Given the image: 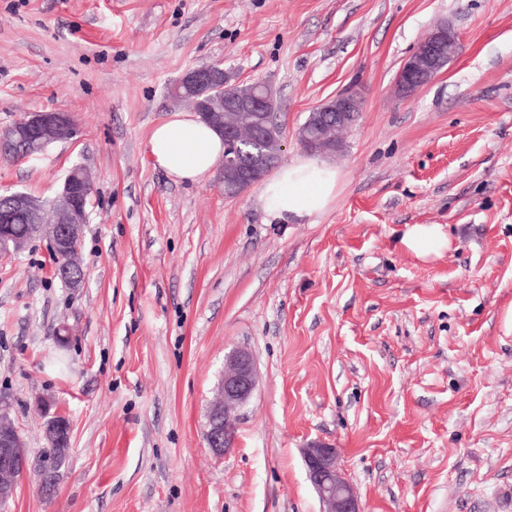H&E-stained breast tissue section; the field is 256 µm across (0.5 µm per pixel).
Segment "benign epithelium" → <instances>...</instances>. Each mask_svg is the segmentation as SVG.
<instances>
[{"mask_svg":"<svg viewBox=\"0 0 512 512\" xmlns=\"http://www.w3.org/2000/svg\"><path fill=\"white\" fill-rule=\"evenodd\" d=\"M457 49V36L441 22L426 32L407 57L397 77V87L410 93L433 81L440 70L439 56L448 53L453 58ZM180 83L198 91L193 111L216 128L224 137L226 155L239 159V166L224 170V175L242 195L260 184L274 167L279 165L284 137L274 135L267 123V113L273 99L266 94L248 92L224 97L221 91L230 83L224 68L205 65L188 71ZM360 111V100L355 93L336 96L311 113L310 119L297 132V141L305 151L328 156L336 153L339 133L352 127L354 113ZM238 116L245 119L251 128V137L260 144V154L254 155L242 149L244 143L240 126L230 120ZM78 125L70 112L43 110L30 112L8 127L0 130V156L17 161L27 158L19 146L31 142L41 152L49 145L74 139ZM90 187L85 184V170L74 166L66 175L60 191L51 201L52 222L42 225V233L48 235L51 246L60 253L71 252L82 242L90 223ZM45 208L39 198L20 191L8 194L5 204L0 206V253L11 256L22 250L27 240L15 238L8 233L17 211L37 212ZM73 265L58 271L57 278L70 288H79L85 278L77 274L80 265L78 255L72 256ZM258 371L251 352L237 349L224 358V372L211 404L206 429L203 433L208 448L216 455L234 447L237 440L238 411L251 399L256 387ZM52 400L43 398L38 402L40 410L47 415L44 439L48 456L36 462L30 460L24 441L16 427L9 424V413L0 407V472L11 474L39 470L41 483L48 484L58 472L60 461L69 456L70 449L63 447L69 435L68 420L58 414H50ZM308 480L322 505L323 512H362L360 502L345 474L337 464V450L332 446L311 442L301 449Z\"/></svg>","mask_w":512,"mask_h":512,"instance_id":"7a95c632","label":"benign epithelium"}]
</instances>
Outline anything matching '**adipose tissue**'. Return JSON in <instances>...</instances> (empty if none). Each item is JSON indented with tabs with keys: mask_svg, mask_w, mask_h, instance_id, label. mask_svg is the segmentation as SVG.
I'll use <instances>...</instances> for the list:
<instances>
[{
	"mask_svg": "<svg viewBox=\"0 0 512 512\" xmlns=\"http://www.w3.org/2000/svg\"><path fill=\"white\" fill-rule=\"evenodd\" d=\"M148 148L155 167L177 182L204 179L224 155L223 138L193 112H176L151 131ZM334 166L315 158L302 159L267 179L259 202L271 220H315L326 212L336 196ZM402 245L416 257L441 255L448 239L441 225L410 224Z\"/></svg>",
	"mask_w": 512,
	"mask_h": 512,
	"instance_id": "1",
	"label": "adipose tissue"
}]
</instances>
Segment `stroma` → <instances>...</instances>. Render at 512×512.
<instances>
[{"instance_id":"stroma-1","label":"stroma","mask_w":512,"mask_h":512,"mask_svg":"<svg viewBox=\"0 0 512 512\" xmlns=\"http://www.w3.org/2000/svg\"><path fill=\"white\" fill-rule=\"evenodd\" d=\"M441 21L456 55L402 95ZM205 64L270 85L286 165L309 112L357 92L315 223L154 168L170 88ZM48 109L75 142L0 159V191L50 201L85 165L87 277L55 279L44 238L0 258V400L36 456L50 396L71 452L52 495L27 475L7 512H320L313 441L363 512H512V0H0V127ZM409 224L448 250L417 258ZM238 347L259 381L217 456L203 432ZM401 243L416 257L427 259L440 256L448 248V237L440 224H409L402 234Z\"/></svg>"}]
</instances>
